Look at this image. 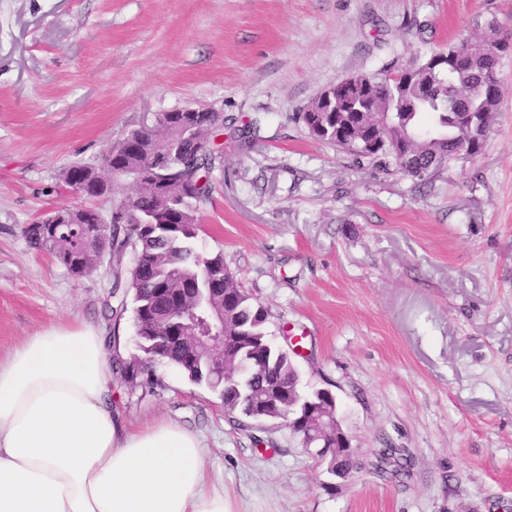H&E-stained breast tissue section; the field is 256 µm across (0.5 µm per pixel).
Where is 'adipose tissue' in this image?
<instances>
[{"label": "adipose tissue", "instance_id": "ef3b65f1", "mask_svg": "<svg viewBox=\"0 0 512 512\" xmlns=\"http://www.w3.org/2000/svg\"><path fill=\"white\" fill-rule=\"evenodd\" d=\"M113 377L84 322L0 358V512H228L199 438L167 419L129 429Z\"/></svg>", "mask_w": 512, "mask_h": 512}]
</instances>
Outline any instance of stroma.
I'll list each match as a JSON object with an SVG mask.
<instances>
[{"mask_svg": "<svg viewBox=\"0 0 512 512\" xmlns=\"http://www.w3.org/2000/svg\"><path fill=\"white\" fill-rule=\"evenodd\" d=\"M512 35V0H0V357L79 319L135 353L102 256L75 277L22 234L90 205L64 182L156 115L222 110L197 247L268 313L301 388L336 396L361 463L334 482L279 423L243 429L217 392L160 365L121 381L136 428L198 435L232 512H512V58L482 152L421 181L356 161L295 114L356 73ZM401 449L409 475L379 476ZM397 448H381L379 449L376 457L375 469L382 474V476L389 479H397L405 474V466L396 457Z\"/></svg>", "mask_w": 512, "mask_h": 512, "instance_id": "obj_1", "label": "stroma"}]
</instances>
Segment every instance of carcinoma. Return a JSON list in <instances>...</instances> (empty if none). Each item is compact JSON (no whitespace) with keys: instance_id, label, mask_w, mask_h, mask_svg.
<instances>
[{"instance_id":"carcinoma-1","label":"carcinoma","mask_w":512,"mask_h":512,"mask_svg":"<svg viewBox=\"0 0 512 512\" xmlns=\"http://www.w3.org/2000/svg\"><path fill=\"white\" fill-rule=\"evenodd\" d=\"M495 38L473 46L467 41L437 51L448 68L437 72L433 54L414 55L406 64L412 83L387 80L389 70L355 74L319 94L298 114L309 134L328 139L357 159H370L403 175L427 179L470 147L481 152L484 143L469 142L457 117L463 112L484 115L490 127L498 110L501 86L479 95L471 88L488 77L495 65ZM182 112L169 113V122L142 127L114 145L103 160L109 174L140 171L131 196L122 201L123 214L112 217L101 234L74 241L65 224H29L23 234L29 246L46 253L75 276L93 270L108 252L118 264L114 288L124 278L133 293V326L137 353L113 359L122 382L152 391L155 369L170 365L195 384L217 392L224 410L255 421L276 420L296 434L290 418L319 408L333 422L334 408L318 389L303 393L300 375L288 351L274 346L267 335V312L251 301L224 265L222 254L200 252L193 242L201 223L200 208L209 197L204 178L221 160L215 151L188 154L166 161L162 190L151 176L159 157L179 142ZM64 181L76 193L100 196L112 183L87 169H70ZM130 266L120 267L126 252ZM220 315L230 343L220 349L200 347L206 335L199 314ZM397 449L381 448L375 469L397 479L405 466ZM330 475L356 468L355 457L334 454L324 458Z\"/></svg>"}]
</instances>
